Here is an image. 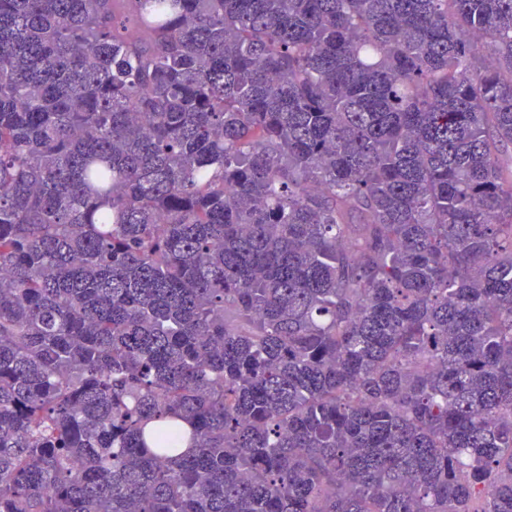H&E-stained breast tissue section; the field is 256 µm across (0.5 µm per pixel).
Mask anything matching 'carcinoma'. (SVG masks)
I'll list each match as a JSON object with an SVG mask.
<instances>
[{"mask_svg":"<svg viewBox=\"0 0 512 512\" xmlns=\"http://www.w3.org/2000/svg\"><path fill=\"white\" fill-rule=\"evenodd\" d=\"M512 0H0V512H512Z\"/></svg>","mask_w":512,"mask_h":512,"instance_id":"obj_1","label":"carcinoma"}]
</instances>
